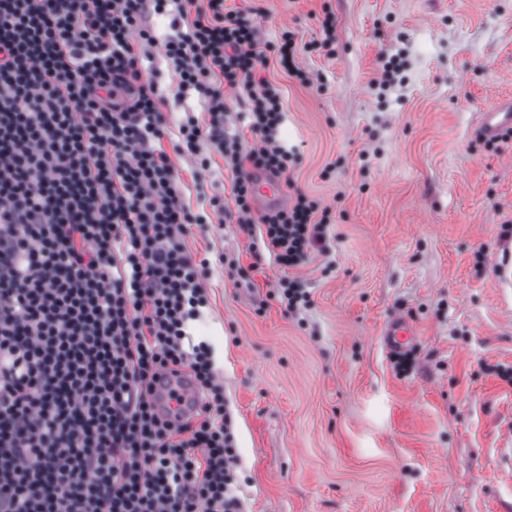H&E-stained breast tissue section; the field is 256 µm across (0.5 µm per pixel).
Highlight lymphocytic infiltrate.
<instances>
[{
  "label": "lymphocytic infiltrate",
  "instance_id": "f902f5d3",
  "mask_svg": "<svg viewBox=\"0 0 512 512\" xmlns=\"http://www.w3.org/2000/svg\"><path fill=\"white\" fill-rule=\"evenodd\" d=\"M153 13L170 16L164 35ZM157 48L208 115L187 116L170 153L143 76ZM267 49L224 0H0V512H242L224 386L211 346L189 341L207 263L185 237L234 223L284 269L323 239L305 194L252 213L255 174L286 178L290 162L268 63L312 82L292 32ZM228 88L251 149L225 125ZM174 153L221 156L233 207L193 211ZM163 368L195 383L197 422L158 413Z\"/></svg>",
  "mask_w": 512,
  "mask_h": 512
}]
</instances>
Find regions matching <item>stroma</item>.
<instances>
[{"label":"stroma","mask_w":512,"mask_h":512,"mask_svg":"<svg viewBox=\"0 0 512 512\" xmlns=\"http://www.w3.org/2000/svg\"><path fill=\"white\" fill-rule=\"evenodd\" d=\"M264 41L284 31L328 50L302 56L320 81L276 62L279 137L295 154L285 196L326 210L305 264L254 265L233 224L190 227L210 266L195 340L224 383L245 512H512V140L486 145L478 114L512 98V0H224ZM171 127L205 120L162 55L146 66ZM185 202L198 184L230 195L221 157L209 169L173 156ZM299 280L305 306L275 289ZM405 312L417 328L400 371L380 342Z\"/></svg>","instance_id":"stroma-1"}]
</instances>
